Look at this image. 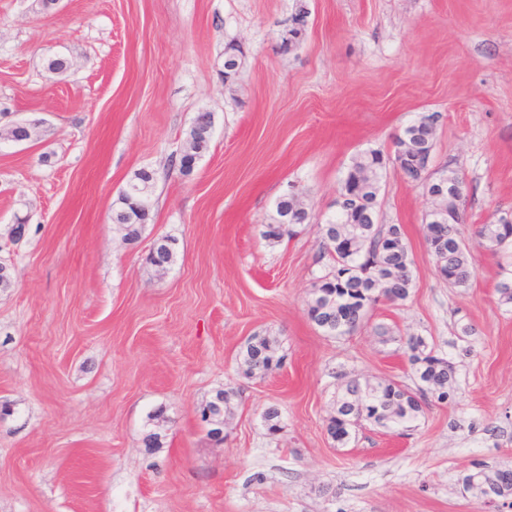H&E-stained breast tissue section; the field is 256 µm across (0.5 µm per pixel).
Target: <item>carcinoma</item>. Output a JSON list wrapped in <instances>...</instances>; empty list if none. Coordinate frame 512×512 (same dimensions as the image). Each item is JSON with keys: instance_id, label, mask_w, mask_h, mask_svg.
Masks as SVG:
<instances>
[{"instance_id": "1", "label": "carcinoma", "mask_w": 512, "mask_h": 512, "mask_svg": "<svg viewBox=\"0 0 512 512\" xmlns=\"http://www.w3.org/2000/svg\"><path fill=\"white\" fill-rule=\"evenodd\" d=\"M306 26L290 25L281 37L280 50H296L305 35ZM239 47L230 41L224 47V75L238 73ZM438 115H422L410 124L404 134L416 144L428 140L421 149L418 164L404 170V176L425 185L429 193H444L443 207L431 210L425 216V241L439 275L451 284L462 287L473 275L471 249L459 232L458 225L465 223L461 209L464 197L463 181L450 171L434 178L429 174L434 150ZM212 125V113L198 112L193 118L186 144L197 145L202 152L210 149L212 134L206 127ZM390 165L388 157L379 151H368L355 159L342 181L339 194L347 195L357 189L356 199L336 208V212L319 225L323 253L328 259V270L316 277L307 302V314L327 336L351 335L367 325L375 306L381 302L401 304L415 287L413 258L405 239L403 225L379 223L378 197L382 190L383 173ZM301 208L291 198H278L273 214L262 232L263 238L279 242L292 238L311 220L309 212L297 218ZM494 220L482 224L476 231L480 244L497 252L512 248V211H498ZM112 224L123 233V238L135 243L144 225L139 215L127 208L124 195H119L112 205ZM500 279L496 292L505 304H512V263L500 266ZM405 354L415 378L417 389L412 390L393 380L378 385H362L356 380L346 384L344 392L336 398L335 414L328 419L333 440L347 446L356 431L370 423L387 428L391 425L407 427L423 412L428 398L443 403L448 399V386L455 379V365L440 355L435 344L422 336L410 335L403 341ZM285 355L279 353L276 341L266 336L250 337L239 354V367L243 375L262 376L280 368ZM237 392L228 387L216 391L213 398L201 409V419L209 426L208 435L217 441L222 437L217 430L226 415L231 413ZM263 426L268 434L275 435L283 429L277 408L269 407L262 413ZM463 483L476 489L489 503L512 499V468L489 469L477 466V471L466 475Z\"/></svg>"}]
</instances>
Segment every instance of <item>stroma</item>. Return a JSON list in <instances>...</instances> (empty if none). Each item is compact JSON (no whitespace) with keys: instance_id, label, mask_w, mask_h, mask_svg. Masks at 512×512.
Instances as JSON below:
<instances>
[{"instance_id":"35a3bbf8","label":"stroma","mask_w":512,"mask_h":512,"mask_svg":"<svg viewBox=\"0 0 512 512\" xmlns=\"http://www.w3.org/2000/svg\"><path fill=\"white\" fill-rule=\"evenodd\" d=\"M305 4L304 41L285 54L296 0H0V261L13 268L0 512H512L463 484L474 464L512 466V306L495 290L511 256L474 245V277L448 283L425 242L433 201L391 168L380 215L404 227L410 297L341 338L307 316L341 182L419 116H439L433 170L466 182L462 236L512 210V0ZM231 40L244 56L228 82ZM55 55L69 68L50 82ZM201 110L211 148L186 178L178 154ZM13 121L34 123L30 142L3 137ZM142 168L156 174L153 220L130 246L112 204ZM290 185L311 222L268 242ZM163 236L175 259L161 271L146 256ZM254 335L278 341L282 369L242 375ZM408 335L454 362L447 401L411 431L368 423L339 447L336 395L353 379L412 385L396 342ZM227 386L238 396L218 443L200 410ZM152 431L160 447H145Z\"/></svg>"}]
</instances>
